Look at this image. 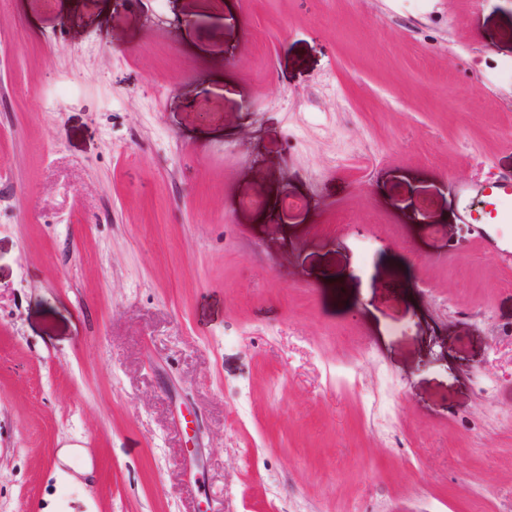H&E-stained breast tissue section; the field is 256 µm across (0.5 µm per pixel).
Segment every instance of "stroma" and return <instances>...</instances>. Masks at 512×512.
Returning a JSON list of instances; mask_svg holds the SVG:
<instances>
[{
    "instance_id": "stroma-1",
    "label": "stroma",
    "mask_w": 512,
    "mask_h": 512,
    "mask_svg": "<svg viewBox=\"0 0 512 512\" xmlns=\"http://www.w3.org/2000/svg\"><path fill=\"white\" fill-rule=\"evenodd\" d=\"M1 170L0 512H512V0H0ZM458 190L478 201L466 207L459 219L468 224H512V175H502L478 183H461Z\"/></svg>"
}]
</instances>
